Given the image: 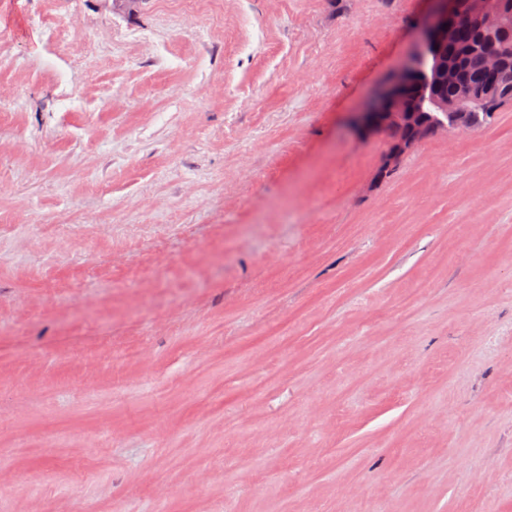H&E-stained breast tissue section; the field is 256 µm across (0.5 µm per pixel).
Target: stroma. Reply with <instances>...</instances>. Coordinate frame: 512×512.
I'll use <instances>...</instances> for the list:
<instances>
[{
    "label": "stroma",
    "instance_id": "stroma-1",
    "mask_svg": "<svg viewBox=\"0 0 512 512\" xmlns=\"http://www.w3.org/2000/svg\"><path fill=\"white\" fill-rule=\"evenodd\" d=\"M427 9L0 0V512H512V103L350 126Z\"/></svg>",
    "mask_w": 512,
    "mask_h": 512
}]
</instances>
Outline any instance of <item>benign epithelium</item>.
<instances>
[{
	"instance_id": "obj_1",
	"label": "benign epithelium",
	"mask_w": 512,
	"mask_h": 512,
	"mask_svg": "<svg viewBox=\"0 0 512 512\" xmlns=\"http://www.w3.org/2000/svg\"><path fill=\"white\" fill-rule=\"evenodd\" d=\"M430 7L422 19L416 42L415 60L393 70L381 94H373L360 112L361 135L379 133L399 127L408 128L411 141H395L385 157V166L395 167L400 157L412 146L430 135L444 136L448 129L466 134L474 128L461 101L448 102L433 99L435 110L419 113L430 88L456 81V71L443 60L442 52L455 34L454 24H463L469 18L479 20L482 27L494 31L501 19L488 0H428ZM479 65L492 76L491 83L473 89L468 96L495 99L512 92V69L504 64L502 51L489 46L479 58Z\"/></svg>"
}]
</instances>
